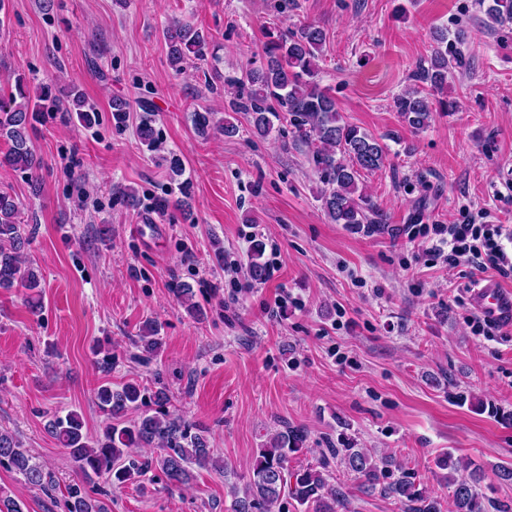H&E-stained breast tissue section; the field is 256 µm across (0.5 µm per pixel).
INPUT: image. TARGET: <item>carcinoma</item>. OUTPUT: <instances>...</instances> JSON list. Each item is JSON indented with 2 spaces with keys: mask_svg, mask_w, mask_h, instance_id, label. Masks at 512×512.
Wrapping results in <instances>:
<instances>
[{
  "mask_svg": "<svg viewBox=\"0 0 512 512\" xmlns=\"http://www.w3.org/2000/svg\"><path fill=\"white\" fill-rule=\"evenodd\" d=\"M480 2L487 3L485 14L491 23H512V0ZM163 39L170 66L176 71H182L190 61L207 60L209 36L188 21L168 25ZM325 41L324 30L312 24L269 32L264 60L258 65L249 64L240 76L229 81L232 98L227 111L247 115L253 133L262 138L271 136L274 121L286 119L293 130V141L308 147L309 162L321 183L319 200L327 217L353 233L373 234L384 230L387 221L364 192L362 176L385 167L387 151L380 138L346 121L334 97L317 82ZM435 41L437 46L427 63L419 64L413 73L417 85L394 98L395 111L415 132L429 127L434 113L448 111V100L441 93L460 64L448 52L447 32H436ZM43 112H75L86 126L94 120L92 109L77 87H70L62 99L49 86L30 87L19 74L14 92L0 101V137L10 142L9 150L0 156V166L30 176L41 168L42 160L31 145L29 128L36 115ZM191 118L201 135L214 126L226 137L238 133V125L227 119L214 125L213 112L207 109L192 112ZM28 244L16 197L0 188V289L24 285L30 291V309L36 314L41 307L42 277L32 265L25 264L23 253ZM262 255L263 243L257 241L249 264L254 280L265 277ZM173 292L189 313H200L192 288L177 284ZM140 341L146 358L159 353L161 342L155 322H144ZM96 399L99 409L113 419L103 436L88 440L75 412L57 416L49 424L50 432L68 450L79 471V477L67 486V512H107L106 506L90 494V485L99 478L120 487L140 483L147 473L160 471L170 485L177 487L192 478L194 467L226 469L213 456L206 428L164 410L169 402L165 389L153 393L157 406L154 413L142 412L130 421L125 420L126 415L142 403L139 385L127 383L114 390L105 384L98 388ZM305 442L306 435L300 429L288 427L275 432L260 449L243 491L232 490L231 512H274L284 497L303 507V512H339L347 508L343 493L329 484L326 463L289 467L291 460L303 452ZM143 446L154 448L155 455L138 454L137 449ZM329 452L362 480L365 488L381 487L405 512H443L441 499L428 492L415 473L399 468L398 475L383 485L381 481L390 474V460L354 448L349 441ZM0 466L18 471L32 486L44 488L53 482L51 474L4 430H0ZM483 478L479 467L467 479L448 474L446 485L452 489L453 512H512L511 504L486 499L479 488Z\"/></svg>",
  "mask_w": 512,
  "mask_h": 512,
  "instance_id": "cac0c4a2",
  "label": "carcinoma"
}]
</instances>
